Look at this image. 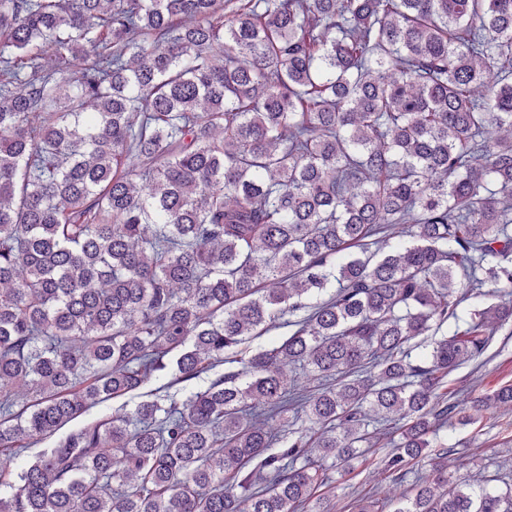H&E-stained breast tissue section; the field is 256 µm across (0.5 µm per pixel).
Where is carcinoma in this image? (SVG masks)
<instances>
[{"mask_svg":"<svg viewBox=\"0 0 512 512\" xmlns=\"http://www.w3.org/2000/svg\"><path fill=\"white\" fill-rule=\"evenodd\" d=\"M506 326L512 0H0V512H334L386 423L391 512H512L427 451Z\"/></svg>","mask_w":512,"mask_h":512,"instance_id":"cac0c4a2","label":"carcinoma"}]
</instances>
